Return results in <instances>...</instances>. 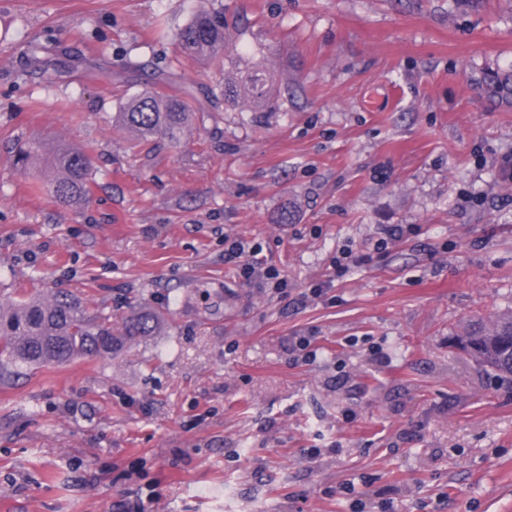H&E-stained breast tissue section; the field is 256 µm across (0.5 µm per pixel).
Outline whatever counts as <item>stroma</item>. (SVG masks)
<instances>
[{"label": "stroma", "instance_id": "35a3bbf8", "mask_svg": "<svg viewBox=\"0 0 512 512\" xmlns=\"http://www.w3.org/2000/svg\"><path fill=\"white\" fill-rule=\"evenodd\" d=\"M211 2L0 0V299L162 319L112 357L0 377V512H512V383L452 346L512 310V102L484 83L512 73V0H223L224 73L186 60L181 80L261 51L265 104L136 144L112 115L138 63L177 58ZM48 35L112 65L44 88L19 42ZM33 139L91 152L87 205L33 192L41 167L14 165ZM388 224L407 232L380 258ZM228 236L286 292L238 278ZM344 248L370 263L335 276Z\"/></svg>", "mask_w": 512, "mask_h": 512}]
</instances>
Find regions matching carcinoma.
Wrapping results in <instances>:
<instances>
[{"label": "carcinoma", "mask_w": 512, "mask_h": 512, "mask_svg": "<svg viewBox=\"0 0 512 512\" xmlns=\"http://www.w3.org/2000/svg\"><path fill=\"white\" fill-rule=\"evenodd\" d=\"M228 28L224 6L196 12L177 34L184 57L211 70L224 69L229 52ZM24 52L29 75L45 87L59 83L67 63L60 58L53 40H26ZM180 78L176 67L157 73L156 85L122 102L119 111L112 115V123L132 132L140 142L180 146L193 123L192 103L198 101L197 94L183 85L178 94L165 90L179 83ZM242 86L253 100L266 96L270 91V73L265 58L255 62L244 80L226 81L207 89L204 95L216 109L222 101L238 102ZM488 93L493 97L512 95V76H493L488 82ZM42 152L41 142L30 141L18 151L16 164L24 170ZM48 162L55 171L48 183L53 202L71 207L88 203L93 170L90 154L85 150L60 148ZM157 326L153 314L134 312L121 328L114 330L109 317L102 313L89 314L80 299L69 292L55 291L42 297L21 288L10 301L0 302V371L64 364L89 356L110 358L127 344L154 335ZM457 341L468 356L512 379V313L488 326L479 321L471 323L469 331L457 337Z\"/></svg>", "instance_id": "cac0c4a2"}]
</instances>
